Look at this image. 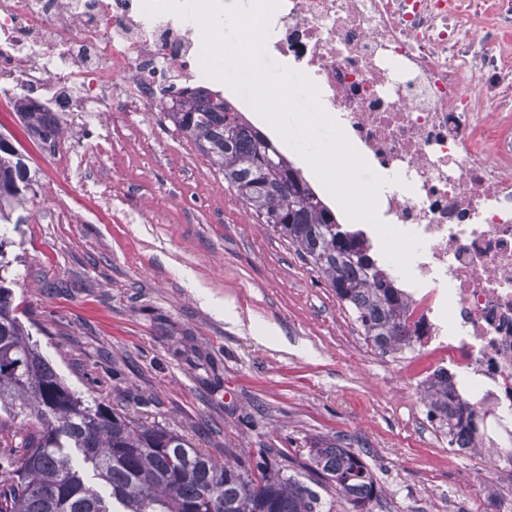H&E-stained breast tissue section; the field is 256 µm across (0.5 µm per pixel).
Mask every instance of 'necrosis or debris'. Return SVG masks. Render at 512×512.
Listing matches in <instances>:
<instances>
[{
    "label": "necrosis or debris",
    "mask_w": 512,
    "mask_h": 512,
    "mask_svg": "<svg viewBox=\"0 0 512 512\" xmlns=\"http://www.w3.org/2000/svg\"><path fill=\"white\" fill-rule=\"evenodd\" d=\"M266 50L383 178L379 218L421 241L407 320L463 402L512 418V0H280ZM197 22L141 0H0V81L53 111L159 115L209 88Z\"/></svg>",
    "instance_id": "4bbe7bcc"
}]
</instances>
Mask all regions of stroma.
I'll return each instance as SVG.
<instances>
[{"label": "stroma", "mask_w": 512, "mask_h": 512, "mask_svg": "<svg viewBox=\"0 0 512 512\" xmlns=\"http://www.w3.org/2000/svg\"><path fill=\"white\" fill-rule=\"evenodd\" d=\"M69 150L23 141L35 173L7 248L22 320L78 394L184 435L216 459L342 440L388 512H496L512 475L456 452L427 418L414 343L381 353L287 243L249 216L209 159L138 112L72 116ZM231 302L225 320L195 286ZM278 327L267 345L257 328Z\"/></svg>", "instance_id": "1"}]
</instances>
